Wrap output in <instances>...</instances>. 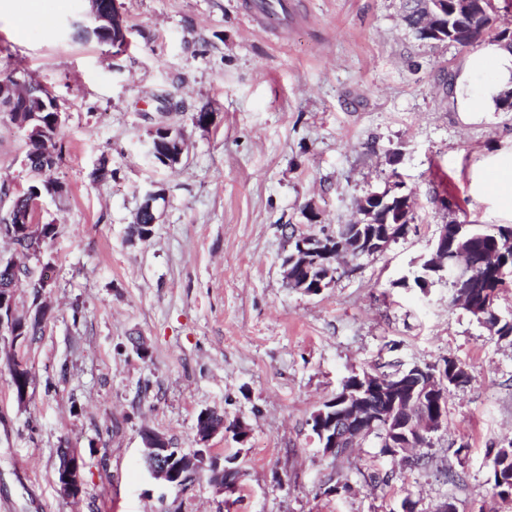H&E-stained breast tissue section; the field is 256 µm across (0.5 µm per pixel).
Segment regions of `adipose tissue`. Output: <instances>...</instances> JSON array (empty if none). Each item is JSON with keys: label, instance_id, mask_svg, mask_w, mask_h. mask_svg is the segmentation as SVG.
<instances>
[{"label": "adipose tissue", "instance_id": "adipose-tissue-1", "mask_svg": "<svg viewBox=\"0 0 512 512\" xmlns=\"http://www.w3.org/2000/svg\"><path fill=\"white\" fill-rule=\"evenodd\" d=\"M494 73V80L481 86L478 92L479 109L492 112L496 99L504 91L512 89V52L496 42L485 44L480 50L468 54L462 64L457 86L468 91L473 80L480 74Z\"/></svg>", "mask_w": 512, "mask_h": 512}]
</instances>
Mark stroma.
<instances>
[{
  "label": "stroma",
  "instance_id": "stroma-1",
  "mask_svg": "<svg viewBox=\"0 0 512 512\" xmlns=\"http://www.w3.org/2000/svg\"><path fill=\"white\" fill-rule=\"evenodd\" d=\"M258 2L122 0L132 34L118 55L79 37L86 0H0V77L30 75L57 99L51 175L67 186L42 196L35 221L58 233L26 262L52 276L51 313L35 341L0 336V512H402L407 499L415 512L444 499L512 512L491 483L495 449L512 445V336L454 304L447 277L413 283L440 225H512L484 180L487 166H512V112L463 111L442 78L465 49L418 40L404 0H282L271 17ZM165 122L186 138L172 168L149 152ZM24 152L0 112V187H27ZM395 180L414 199L408 233L340 265L320 293L290 287L292 234L335 233ZM150 191L163 220L143 242L129 226ZM10 353L32 378L22 406ZM448 357L469 381L450 390L427 467L373 436L324 455L311 416L344 380ZM205 409L224 416L208 446L237 457L235 490L158 485L143 432L196 448ZM65 446L82 457L75 500L56 486Z\"/></svg>",
  "mask_w": 512,
  "mask_h": 512
}]
</instances>
